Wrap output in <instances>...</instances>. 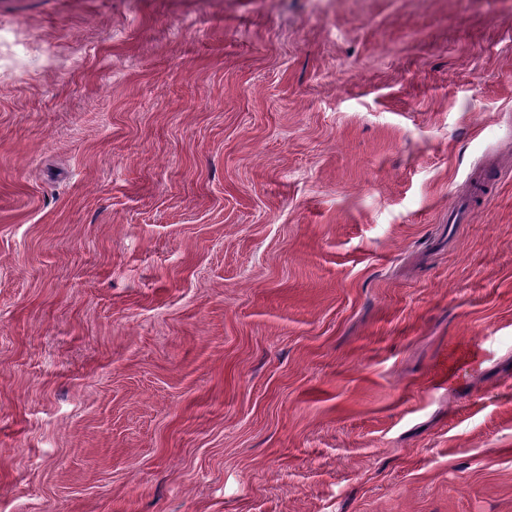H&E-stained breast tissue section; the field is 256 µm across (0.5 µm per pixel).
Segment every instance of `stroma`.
<instances>
[{
    "instance_id": "35a3bbf8",
    "label": "stroma",
    "mask_w": 512,
    "mask_h": 512,
    "mask_svg": "<svg viewBox=\"0 0 512 512\" xmlns=\"http://www.w3.org/2000/svg\"><path fill=\"white\" fill-rule=\"evenodd\" d=\"M0 512H512V0H0Z\"/></svg>"
}]
</instances>
